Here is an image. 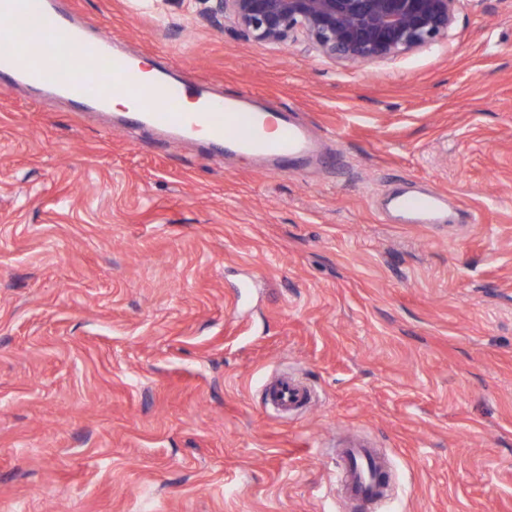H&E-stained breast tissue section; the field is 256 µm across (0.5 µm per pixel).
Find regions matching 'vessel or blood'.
Returning a JSON list of instances; mask_svg holds the SVG:
<instances>
[{"label": "vessel or blood", "instance_id": "1", "mask_svg": "<svg viewBox=\"0 0 512 512\" xmlns=\"http://www.w3.org/2000/svg\"><path fill=\"white\" fill-rule=\"evenodd\" d=\"M0 74L39 93L106 113L113 96L128 97L127 116L137 126L184 146L207 144L228 154L263 159L272 171H299L305 162L322 165L328 155L310 128L291 113L244 105L242 100L191 89L162 74L145 78L138 56L113 51L95 26L76 22L54 0H0ZM447 200L436 189L395 190L392 206L411 224H438ZM274 403L289 411L306 405L307 389L291 378L273 386ZM339 485L363 501H385V468L369 446L350 441L342 451Z\"/></svg>", "mask_w": 512, "mask_h": 512}]
</instances>
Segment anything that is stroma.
I'll return each mask as SVG.
<instances>
[{"label": "stroma", "instance_id": "stroma-1", "mask_svg": "<svg viewBox=\"0 0 512 512\" xmlns=\"http://www.w3.org/2000/svg\"><path fill=\"white\" fill-rule=\"evenodd\" d=\"M59 2L336 158L272 173L0 88V512H512V0L369 65L206 0ZM408 180L473 222L387 223ZM279 375L311 403L267 404ZM350 433L381 507L332 478Z\"/></svg>", "mask_w": 512, "mask_h": 512}]
</instances>
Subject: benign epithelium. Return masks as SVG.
<instances>
[{
	"label": "benign epithelium",
	"mask_w": 512,
	"mask_h": 512,
	"mask_svg": "<svg viewBox=\"0 0 512 512\" xmlns=\"http://www.w3.org/2000/svg\"><path fill=\"white\" fill-rule=\"evenodd\" d=\"M248 38L286 46L299 39L321 56L370 64L430 47L448 34L463 0H212Z\"/></svg>",
	"instance_id": "obj_1"
}]
</instances>
